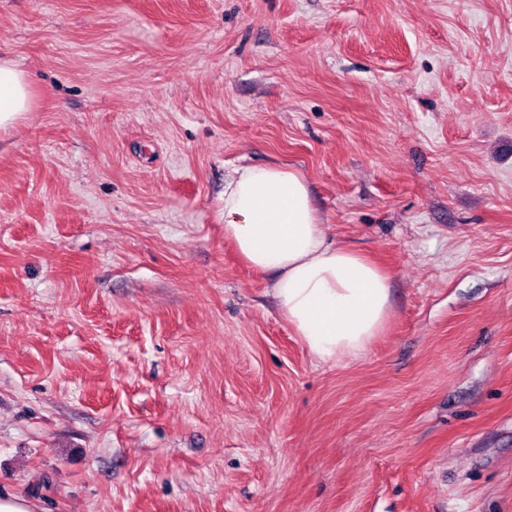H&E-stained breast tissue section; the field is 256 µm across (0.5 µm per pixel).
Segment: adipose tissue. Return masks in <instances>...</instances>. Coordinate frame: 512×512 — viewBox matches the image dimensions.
<instances>
[{
	"mask_svg": "<svg viewBox=\"0 0 512 512\" xmlns=\"http://www.w3.org/2000/svg\"><path fill=\"white\" fill-rule=\"evenodd\" d=\"M32 106L23 71L0 58V129ZM224 237L252 268L278 271L280 311L318 360L360 356L391 307L388 277L363 254L328 243L304 177L274 165H240L224 181Z\"/></svg>",
	"mask_w": 512,
	"mask_h": 512,
	"instance_id": "ef3b65f1",
	"label": "adipose tissue"
}]
</instances>
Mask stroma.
Returning <instances> with one entry per match:
<instances>
[{
  "mask_svg": "<svg viewBox=\"0 0 512 512\" xmlns=\"http://www.w3.org/2000/svg\"><path fill=\"white\" fill-rule=\"evenodd\" d=\"M0 493L512 512V0H0ZM242 164L390 278L316 359L224 239ZM32 94L25 73L7 59L0 58V129L18 122L30 112Z\"/></svg>",
  "mask_w": 512,
  "mask_h": 512,
  "instance_id": "1",
  "label": "stroma"
}]
</instances>
